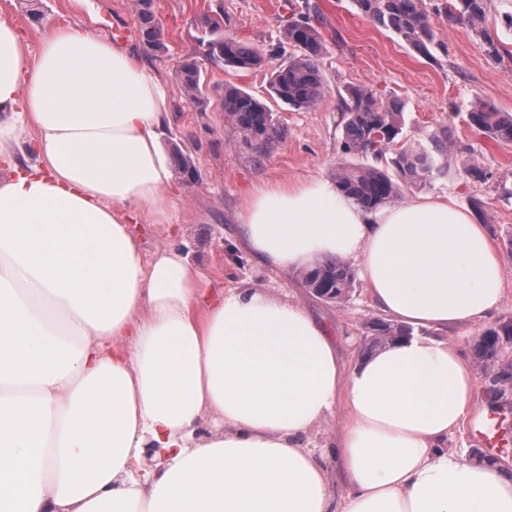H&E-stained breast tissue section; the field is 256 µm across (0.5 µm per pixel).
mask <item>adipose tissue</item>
Returning <instances> with one entry per match:
<instances>
[{
  "label": "adipose tissue",
  "instance_id": "ef3b65f1",
  "mask_svg": "<svg viewBox=\"0 0 512 512\" xmlns=\"http://www.w3.org/2000/svg\"><path fill=\"white\" fill-rule=\"evenodd\" d=\"M167 111L128 52L55 26L35 52L0 20V512H512V470L448 445L477 378L441 332L503 299L485 226L440 196L367 211L330 180L256 188L237 221L260 264L353 261L412 330L344 365L301 304L204 306L181 249L144 256L129 224L169 219Z\"/></svg>",
  "mask_w": 512,
  "mask_h": 512
}]
</instances>
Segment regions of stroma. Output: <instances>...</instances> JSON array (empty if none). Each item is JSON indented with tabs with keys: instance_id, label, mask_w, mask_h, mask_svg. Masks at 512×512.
<instances>
[{
	"instance_id": "obj_1",
	"label": "stroma",
	"mask_w": 512,
	"mask_h": 512,
	"mask_svg": "<svg viewBox=\"0 0 512 512\" xmlns=\"http://www.w3.org/2000/svg\"><path fill=\"white\" fill-rule=\"evenodd\" d=\"M309 1L318 7L310 21L326 45L320 60L324 90L315 106L295 110L272 101L266 66L244 73L207 71L208 82L234 84L268 103L276 134L267 149H258L234 132L218 99H211L203 112L188 102L176 68L184 58L197 55L199 20L214 3L224 7L225 34L275 57L281 53L279 30L291 15L306 14ZM424 2L436 17V39L426 56L360 15L353 0H154L168 45L161 56L143 48L135 32L133 0H0V17L14 24L34 50L41 34L40 25L29 19L32 5L42 11L44 24L88 31L107 41L115 27L130 29V37L118 41V48L137 57L167 90L168 118L159 131L160 144L166 150L176 145L187 151L199 174L192 185L175 177V190L165 198L170 223H155L146 212L134 218L130 231L144 253L176 245L199 266L202 286L210 292L239 286L300 302L329 325L345 361L351 363L360 355L364 323L378 315L364 284H356L341 304L318 299L308 292L302 273L265 268L240 248L235 221L245 197L260 185L329 178L342 158L340 95L351 85H371L400 101L403 142L425 144L440 128H447L452 146L444 173L411 194L445 195L455 206L469 210L487 225L503 258L500 309L479 324L448 330L449 340L472 352L475 336L512 315V145L484 138L467 122L477 103L512 114V0H487V24L497 34L504 57L498 65L488 61L481 40L467 26L442 17L445 0ZM471 156L486 171V180L465 175L462 163Z\"/></svg>"
}]
</instances>
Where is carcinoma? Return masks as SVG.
<instances>
[{
	"mask_svg": "<svg viewBox=\"0 0 512 512\" xmlns=\"http://www.w3.org/2000/svg\"><path fill=\"white\" fill-rule=\"evenodd\" d=\"M487 0H448L446 16L464 24L481 39L488 59L503 61L497 34L486 25ZM358 12L376 26L395 33L421 54L430 53L435 41L434 23L424 0H354ZM139 40L152 55L168 51L163 27L156 17L153 0H134ZM220 23L204 19L203 28L210 32L198 38L203 53L211 56L212 67L247 71L267 65L258 49L233 37L224 38L223 55L216 54L211 32ZM280 44L292 48L288 58L271 67L270 96L297 110L314 106L323 94V74L319 60L325 52L319 29L307 18L292 20L280 30ZM178 78L187 99L200 111L209 103V83L197 57H187L178 66ZM225 120L242 137L260 136L263 149L274 138L272 115L266 104L232 84L221 90ZM341 149L345 159L336 165L332 179L339 190L365 210H377L401 199L403 189L427 183L435 172H442V160L448 153V130L430 137L429 145L398 146L404 123L402 109L394 100L378 95L365 85H353L341 96ZM468 123L486 138L504 145L512 144V115L496 108L476 104L467 113ZM394 157L387 158L388 154ZM372 157L375 164H354L349 157ZM172 161L183 175L196 172L190 155L178 147L172 149ZM386 166H381V163ZM305 287L313 295L336 292V302L343 301L356 284V272L348 263L327 259L303 275ZM498 328L479 335L473 344L474 358L481 364L492 359L498 337L512 336V316L497 322ZM409 329L391 321H380L375 336L367 338L361 348L369 356L379 348L407 335Z\"/></svg>",
	"mask_w": 512,
	"mask_h": 512,
	"instance_id": "carcinoma-1",
	"label": "carcinoma"
}]
</instances>
